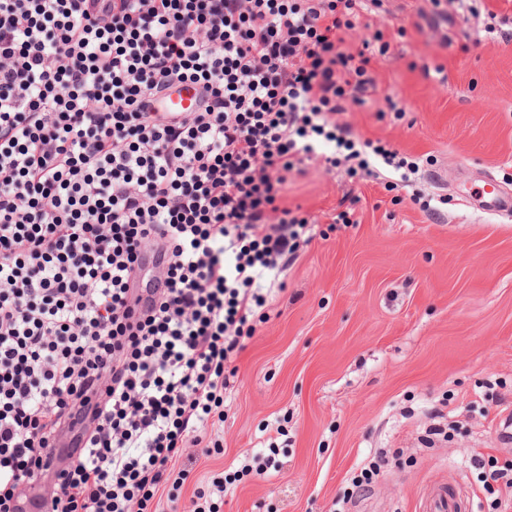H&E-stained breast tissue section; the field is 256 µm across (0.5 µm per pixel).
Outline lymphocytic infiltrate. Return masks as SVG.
Segmentation results:
<instances>
[{"instance_id":"1","label":"lymphocytic infiltrate","mask_w":512,"mask_h":512,"mask_svg":"<svg viewBox=\"0 0 512 512\" xmlns=\"http://www.w3.org/2000/svg\"><path fill=\"white\" fill-rule=\"evenodd\" d=\"M380 5L0 0V512L48 475L47 512H154L221 453L227 370L311 230L289 179L422 170L335 120L390 47H344ZM178 81L203 111L152 109ZM474 468L512 512V465Z\"/></svg>"}]
</instances>
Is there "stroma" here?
<instances>
[{
	"label": "stroma",
	"instance_id": "obj_1",
	"mask_svg": "<svg viewBox=\"0 0 512 512\" xmlns=\"http://www.w3.org/2000/svg\"><path fill=\"white\" fill-rule=\"evenodd\" d=\"M484 25L441 18L430 0H383L356 24L350 48L376 28L392 39L343 122L432 163L394 192L320 162L289 186L281 203L313 239L235 360L223 425L206 429L223 454L199 458L193 475L272 448L278 467L236 482L222 512H331L380 448L389 464L354 512H415L420 489L448 475L488 512L472 460L512 462L496 438L512 412V212L481 206L484 190L512 195V41L488 40ZM348 208L354 223H335ZM436 410L449 437L428 434Z\"/></svg>",
	"mask_w": 512,
	"mask_h": 512
}]
</instances>
